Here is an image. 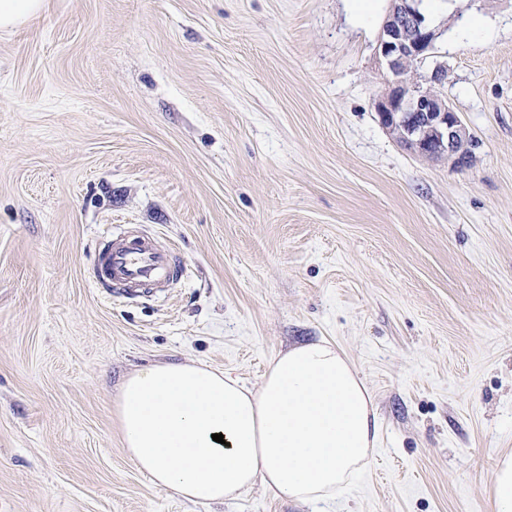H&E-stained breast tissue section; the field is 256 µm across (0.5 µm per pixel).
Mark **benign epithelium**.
<instances>
[{"label": "benign epithelium", "mask_w": 512, "mask_h": 512, "mask_svg": "<svg viewBox=\"0 0 512 512\" xmlns=\"http://www.w3.org/2000/svg\"><path fill=\"white\" fill-rule=\"evenodd\" d=\"M436 38L421 0H393L377 46L392 80L376 110L381 125L406 148L431 159L448 156L467 166L474 139L448 99L408 78L414 63L433 50Z\"/></svg>", "instance_id": "1"}]
</instances>
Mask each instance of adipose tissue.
Segmentation results:
<instances>
[{
    "mask_svg": "<svg viewBox=\"0 0 512 512\" xmlns=\"http://www.w3.org/2000/svg\"><path fill=\"white\" fill-rule=\"evenodd\" d=\"M114 418L138 471L201 504L257 484L288 500L332 499L367 463L378 427L363 380L324 340L273 358L256 388L196 364L136 370Z\"/></svg>",
    "mask_w": 512,
    "mask_h": 512,
    "instance_id": "adipose-tissue-1",
    "label": "adipose tissue"
}]
</instances>
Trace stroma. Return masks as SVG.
<instances>
[{"instance_id":"stroma-1","label":"stroma","mask_w":512,"mask_h":512,"mask_svg":"<svg viewBox=\"0 0 512 512\" xmlns=\"http://www.w3.org/2000/svg\"><path fill=\"white\" fill-rule=\"evenodd\" d=\"M444 4L412 76L445 69L465 167L379 122L390 0L365 23L350 0H46L0 31V512H487L512 455V0ZM129 224L186 274L108 300L87 268ZM320 339L378 413L335 500L194 504L127 457L133 370L255 388Z\"/></svg>"}]
</instances>
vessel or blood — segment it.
Here are the masks:
<instances>
[{
    "mask_svg": "<svg viewBox=\"0 0 512 512\" xmlns=\"http://www.w3.org/2000/svg\"><path fill=\"white\" fill-rule=\"evenodd\" d=\"M185 270L175 248L161 246L152 233L129 227L112 233L96 250L89 277L102 292L131 299L168 291Z\"/></svg>",
    "mask_w": 512,
    "mask_h": 512,
    "instance_id": "vessel-or-blood-1",
    "label": "vessel or blood"
}]
</instances>
